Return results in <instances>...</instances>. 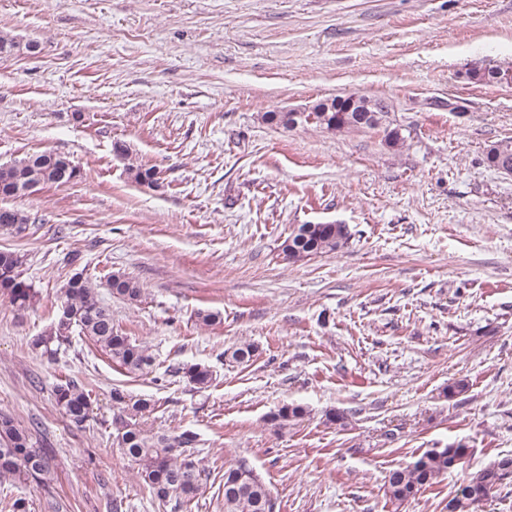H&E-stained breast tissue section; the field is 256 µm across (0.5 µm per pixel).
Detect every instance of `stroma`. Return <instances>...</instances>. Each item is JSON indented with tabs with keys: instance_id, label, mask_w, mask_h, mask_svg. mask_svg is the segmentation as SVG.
<instances>
[{
	"instance_id": "stroma-1",
	"label": "stroma",
	"mask_w": 512,
	"mask_h": 512,
	"mask_svg": "<svg viewBox=\"0 0 512 512\" xmlns=\"http://www.w3.org/2000/svg\"><path fill=\"white\" fill-rule=\"evenodd\" d=\"M0 34L19 44L0 57V165L51 150L80 170L11 200L45 223L0 231L37 291L24 311L0 296V413L51 456L48 484L6 481L0 500L175 512L121 454L116 386L158 402L146 429L197 433L211 476L182 512H224L240 460L275 512H448L469 473L512 456V175L483 162L512 137V86L466 76L512 63V0H0ZM350 93L387 100L405 144L262 119ZM300 224L351 238L294 262L282 244ZM73 251L98 287L118 270L143 286L109 301L153 358L142 372L75 334L36 346ZM243 343L253 361L232 363ZM186 362L212 385L177 375ZM69 378L91 396L82 428L55 402ZM286 404L307 413L275 428ZM454 442L470 450L457 470L390 500L391 469ZM175 372L182 374V377L196 389L207 388L214 380L210 368L200 363L182 364Z\"/></svg>"
}]
</instances>
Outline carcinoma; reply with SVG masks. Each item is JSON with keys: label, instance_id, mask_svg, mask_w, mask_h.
<instances>
[{"label": "carcinoma", "instance_id": "1", "mask_svg": "<svg viewBox=\"0 0 512 512\" xmlns=\"http://www.w3.org/2000/svg\"><path fill=\"white\" fill-rule=\"evenodd\" d=\"M512 70V65L474 67L468 79L478 83H502L500 74ZM352 95L336 96L330 101L317 102L316 125L331 131H355L388 128L387 137L394 146L404 144L400 129L390 127L389 105L382 98H369L370 111L348 110ZM265 119L284 128L304 125L306 121L290 112H270ZM488 168L512 174V139L491 145L484 156ZM73 169L66 157L51 152L34 153L27 157L21 170L0 166V198L23 196L33 183L38 188L73 181ZM31 222L24 211L8 208L0 212V228L20 230ZM351 234L344 224H300L284 242L283 251L289 258L300 261L318 254L334 251L348 243ZM81 257L70 254L68 264L74 267L63 288V299L56 320L40 336L36 345L52 354L51 344H61L73 331L88 337L100 346L120 367L130 373L143 371L152 363L147 349L118 333L112 325V310L99 296L84 270H77ZM22 255L9 248L0 249V295L19 308H27L37 295L31 281L23 277ZM111 296L136 302L143 294L140 282L124 272L113 271L106 279ZM196 389L213 383V372L200 363L183 364L176 368ZM113 435L123 454L138 467L140 477L158 501L175 506L191 502L207 484L208 473L196 459L198 435L191 430L175 434L150 433L140 420L156 410L151 398L136 397L114 387L111 391ZM55 400L66 418L77 427L89 420L90 396L84 385L68 379L56 386ZM305 408L288 404L271 416L274 425L283 428L288 422L302 418ZM468 454V448L451 444L423 454L415 462L389 472L387 493L391 500L404 502L440 476L456 469ZM50 472V458L35 448L31 432L15 424L12 417L0 414V479L23 478L44 481ZM512 480V457L506 456L493 465L470 474L457 495L448 501V512L463 509V504L488 499L495 491ZM224 512H275L276 503L264 478L247 462L239 461L224 469Z\"/></svg>", "mask_w": 512, "mask_h": 512}]
</instances>
